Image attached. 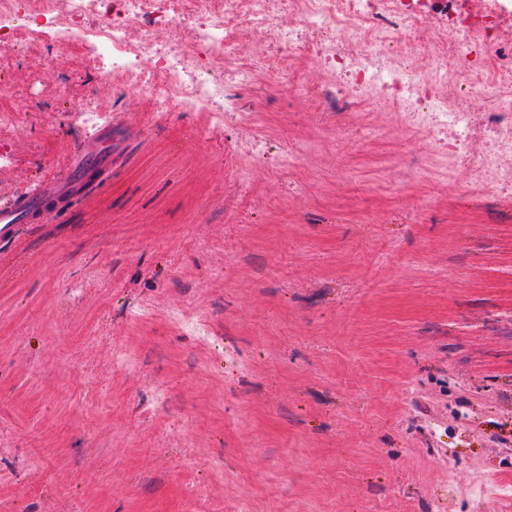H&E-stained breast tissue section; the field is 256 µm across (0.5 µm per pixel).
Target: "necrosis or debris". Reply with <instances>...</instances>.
<instances>
[{
    "label": "necrosis or debris",
    "instance_id": "4bbe7bcc",
    "mask_svg": "<svg viewBox=\"0 0 512 512\" xmlns=\"http://www.w3.org/2000/svg\"><path fill=\"white\" fill-rule=\"evenodd\" d=\"M59 17L53 0H0V51L34 35L65 40L74 22L93 18L83 38L100 70L122 76L150 93L167 111L209 106L238 109L236 91L273 69L277 55L315 56L328 74L325 96L351 105L377 99L411 123L450 142L470 143L477 133L472 112L448 91L441 73L398 60L393 47L418 52L430 39L441 52L468 61L473 47L484 49L477 72L478 93L489 100L491 139L474 154L482 183L512 187V49L500 46L479 24L448 39L443 28L425 30L424 0H67ZM292 22H285V15ZM139 37L130 40V27ZM186 28L194 45L178 39L161 44L157 27ZM266 33L271 52L240 62L237 39ZM224 65L215 80L209 63Z\"/></svg>",
    "mask_w": 512,
    "mask_h": 512
}]
</instances>
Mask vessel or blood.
Wrapping results in <instances>:
<instances>
[{
	"mask_svg": "<svg viewBox=\"0 0 512 512\" xmlns=\"http://www.w3.org/2000/svg\"><path fill=\"white\" fill-rule=\"evenodd\" d=\"M111 164L112 128L107 125L99 130L94 141L72 150L62 174L41 182L34 192L0 203V237L8 234L14 225L31 223L47 200L71 193L87 169H104Z\"/></svg>",
	"mask_w": 512,
	"mask_h": 512,
	"instance_id": "1",
	"label": "vessel or blood"
}]
</instances>
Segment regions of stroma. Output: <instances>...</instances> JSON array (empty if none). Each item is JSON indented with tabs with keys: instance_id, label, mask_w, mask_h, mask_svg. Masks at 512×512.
<instances>
[{
	"instance_id": "obj_1",
	"label": "stroma",
	"mask_w": 512,
	"mask_h": 512,
	"mask_svg": "<svg viewBox=\"0 0 512 512\" xmlns=\"http://www.w3.org/2000/svg\"><path fill=\"white\" fill-rule=\"evenodd\" d=\"M455 10L512 45V0L426 26ZM326 80L294 56L214 114L103 79L77 36L0 67L1 202L115 130L111 173L0 239V512H512V188ZM170 318L180 329L191 332L199 340L204 341L207 339V336H209L206 325L201 323L186 309H177L172 311Z\"/></svg>"
}]
</instances>
